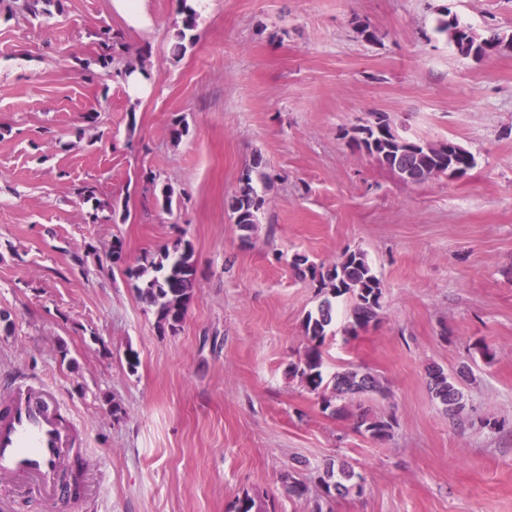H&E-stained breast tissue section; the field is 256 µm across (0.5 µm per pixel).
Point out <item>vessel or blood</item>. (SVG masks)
Here are the masks:
<instances>
[{
    "label": "vessel or blood",
    "instance_id": "obj_1",
    "mask_svg": "<svg viewBox=\"0 0 512 512\" xmlns=\"http://www.w3.org/2000/svg\"><path fill=\"white\" fill-rule=\"evenodd\" d=\"M80 441L71 411L41 384L12 388L0 406V478L30 492L52 496L68 512L59 476Z\"/></svg>",
    "mask_w": 512,
    "mask_h": 512
}]
</instances>
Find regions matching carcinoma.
Masks as SVG:
<instances>
[{"instance_id":"1","label":"carcinoma","mask_w":512,"mask_h":512,"mask_svg":"<svg viewBox=\"0 0 512 512\" xmlns=\"http://www.w3.org/2000/svg\"><path fill=\"white\" fill-rule=\"evenodd\" d=\"M15 7L34 16L48 14V6H61V0H14ZM181 21L175 25L173 34L174 50L181 53L186 50V43L194 42L191 31L197 26L198 10L195 0H180ZM455 29L458 35L457 51L465 56L484 58L491 56L490 50L499 53L505 37L496 31H489L482 36L472 27L459 19L448 24L443 18L437 20L435 31L445 37L449 30ZM119 44V36L112 35L105 44L106 52L83 63V70L88 78H93L96 71L92 66L108 68L113 62L112 49ZM415 141L396 134L390 123L380 116L370 125L358 128V136L352 138V145L366 152L386 170L398 179H405L404 166L411 165L427 171L445 170L454 172L457 168L472 169L474 156L450 139L446 143L432 145L429 149L414 148ZM267 177L262 159L257 158L251 169L239 180L238 190L232 202L235 223L244 231H250L258 223V213L263 206V199L258 195L254 178ZM193 251L190 242L178 241L173 250L164 251L155 257H145L143 263L126 269L127 277L134 282V287L148 306L155 309L158 321L175 331L181 326L187 306L191 301L196 286V269L192 260ZM295 274L307 277L319 284V291L326 294L316 310L307 314L303 322L304 335L309 342L305 354L299 363L292 366L289 375L298 379L308 391L320 396L323 410L331 411L338 418L350 415L354 418L356 432L367 435L374 440L390 437L392 420L375 415L367 409L358 408L352 412L344 401L361 395H384V387L374 374L357 368H346L334 373L330 380L323 375V357L321 347L328 336V330L336 318L334 299L347 296L352 305L348 315V325L344 332L354 339L359 332L366 329L379 318L382 299V284L362 251L343 254L335 263L328 266H316L308 258L297 255L292 261ZM471 374L469 366H462L457 372L449 373L440 366L428 368V386L437 400L451 415L460 414L464 408V394L459 379ZM363 477L354 468L341 462L329 464L319 475V483L326 500L344 497L351 492L362 491Z\"/></svg>"}]
</instances>
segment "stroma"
Returning <instances> with one entry per match:
<instances>
[{
	"mask_svg": "<svg viewBox=\"0 0 512 512\" xmlns=\"http://www.w3.org/2000/svg\"><path fill=\"white\" fill-rule=\"evenodd\" d=\"M62 3L36 18L0 0V401L42 383L73 411L85 463L70 512H226L245 493L262 512H314L337 458L364 482L333 512H512V48L465 57L435 31L445 10L512 37V0H205L178 58L179 0H143L145 28L112 0ZM107 30L121 56L86 81ZM128 66L149 74L136 101ZM379 116L408 139H455L474 169L400 181L350 144ZM257 157L271 181L247 233L230 203ZM180 238L197 288L173 332L125 269ZM354 250L382 283L379 321L351 341L335 324L324 371L379 377L367 405L393 421L384 441L288 375L322 299L293 256ZM465 363L452 417L425 371ZM287 473L305 496L287 495Z\"/></svg>",
	"mask_w": 512,
	"mask_h": 512,
	"instance_id": "obj_1",
	"label": "stroma"
}]
</instances>
